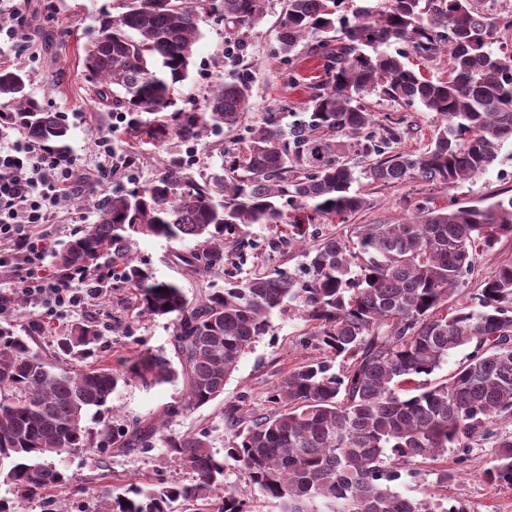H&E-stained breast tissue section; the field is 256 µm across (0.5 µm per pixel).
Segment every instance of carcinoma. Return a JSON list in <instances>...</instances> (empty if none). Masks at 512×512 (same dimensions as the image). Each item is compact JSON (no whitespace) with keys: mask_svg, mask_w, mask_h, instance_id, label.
Listing matches in <instances>:
<instances>
[{"mask_svg":"<svg viewBox=\"0 0 512 512\" xmlns=\"http://www.w3.org/2000/svg\"><path fill=\"white\" fill-rule=\"evenodd\" d=\"M342 4L285 0L283 55L311 30L338 22L341 32L312 48L321 79L286 125L272 115L247 124L245 81L217 87L204 111L175 112L171 124L143 119L174 105L172 90L189 76L206 16L218 12L225 24L246 27L260 18L262 0H126L119 16L102 19L83 67L98 97L125 109L138 139L190 141L237 128L246 135L232 149L213 145L216 169L191 176L172 159L153 183L96 200V222L53 254L61 278L110 279L113 290H132L140 315L171 318L173 356L146 348L115 367L101 364L100 325L80 320L58 340L57 355L93 362L57 372L31 346L39 327L25 336L0 328V476L16 495L66 491L69 476L48 459L89 448L87 413L120 387L180 382L181 397L159 415L114 425L109 446L145 453L160 442L192 474L190 483L160 479L119 493L104 486L97 493L105 512H250L251 492L280 512H467L432 489L405 497L394 483L404 466L451 448L465 454L494 436L491 423L512 421V263L461 297L477 250L512 236V195L484 207L417 198L409 220L362 224L353 240L321 225L367 205L353 189L351 156L384 186L446 189L493 166L512 142V15L485 16L473 0H389L382 12L360 9L338 20ZM441 53L450 59L447 81L406 63ZM374 93L432 114L424 151L401 149L411 132L405 116L362 105ZM0 122L40 145H58L69 132L60 113L30 96L25 75L8 67H0ZM255 224L269 226L260 241L250 232ZM138 237L192 243L176 258L189 273L224 278V287L203 283L190 299L178 283L157 280L150 261L133 254ZM290 245L305 258L297 268L255 270ZM287 311L313 324L327 357L299 365L270 390L279 410L243 419L228 406L221 456L204 428L172 435L175 418L224 396L241 357L272 335V316ZM460 349L468 353L454 371L435 377ZM496 444L483 477L512 488V432ZM231 461L246 475L242 491L224 485Z\"/></svg>","mask_w":512,"mask_h":512,"instance_id":"1","label":"carcinoma"}]
</instances>
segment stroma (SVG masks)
<instances>
[{
  "instance_id": "35a3bbf8",
  "label": "stroma",
  "mask_w": 512,
  "mask_h": 512,
  "mask_svg": "<svg viewBox=\"0 0 512 512\" xmlns=\"http://www.w3.org/2000/svg\"><path fill=\"white\" fill-rule=\"evenodd\" d=\"M16 7L0 13V26H23L29 34L26 43L0 42V66L23 69L29 80L31 96L51 111L61 113L69 126L65 149L76 158L73 172L74 190L70 200L53 211L45 230L52 250L37 260L38 266L53 271L52 253L63 248L82 224L96 220L93 203L97 198L116 189L144 186L158 177L170 159H182L187 147H194L200 164H218V157L209 152V139L186 144L171 138L160 145H138L126 124L117 122L114 105L99 100L94 85L85 76L84 47L99 32L103 15L118 16L119 0H15ZM284 0H264L263 13L256 23L246 28L225 27L219 16L208 18L200 26L194 63L187 80L176 85V110L198 112L216 83L234 77L244 78L250 86L249 110L255 116L266 112H294L306 103L309 90L306 78L320 75L321 69L311 47L320 40V33L309 34L297 47L292 58L278 52L277 30L283 16ZM235 45L237 55L228 58L227 45ZM300 75L302 82L290 85L289 73ZM112 139L113 170L109 177L99 178L100 155L95 145L97 137ZM367 200L366 207L350 217L348 222L330 224V232L350 235L359 224H394L410 217L408 199L426 192L435 205L445 206L449 199L480 206L487 198L512 190V143H505L498 163L486 173L479 174L448 189L426 187L419 182L390 187L359 179L356 184ZM172 243L154 239H138L134 254L147 258L155 276L160 280H178L187 296H195L200 277L185 274L171 260ZM8 296L6 311L0 312V327L15 331L41 324L43 330L35 336V348L46 358H53L58 336L72 321L105 320L106 316L123 314L132 323V333L120 338L106 336L102 356L110 364H118L134 351L151 348L170 350L173 327L169 318H139L135 310H118L109 284H102L99 298L72 308L60 316L48 315L44 305L34 303L20 291L13 269L0 268V295ZM274 339H261L245 354L224 387V396L170 425L172 434L183 435L207 429L214 451L224 449L229 430L224 418L228 404L239 407L238 414L249 418L259 413H275L277 407L268 401L270 388L286 373L308 359L324 357V350L311 336V326L303 318L276 315L272 318ZM177 384L143 388L133 384L114 394L112 412L91 415L87 425L92 437L91 448L76 450L52 457L54 466L64 470L71 487L64 494L63 505H55L41 497L18 498L0 481V498L11 499L14 512H103L101 499L94 489L111 486L122 488L132 484L144 485L159 479L181 483L192 479L170 458L164 448L147 453L108 451L105 445L112 433V424L127 418L155 414L179 396ZM497 450L493 440L475 442L467 455L449 450L436 461L421 464L419 479L403 477L396 489L406 497H418L434 487L440 473H447L448 496L465 503L468 512H512V489L489 484L484 471L494 463Z\"/></svg>"
}]
</instances>
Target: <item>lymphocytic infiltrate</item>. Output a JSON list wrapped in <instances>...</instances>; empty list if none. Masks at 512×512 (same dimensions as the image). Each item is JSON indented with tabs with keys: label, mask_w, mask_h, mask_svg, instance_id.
Instances as JSON below:
<instances>
[{
	"label": "lymphocytic infiltrate",
	"mask_w": 512,
	"mask_h": 512,
	"mask_svg": "<svg viewBox=\"0 0 512 512\" xmlns=\"http://www.w3.org/2000/svg\"><path fill=\"white\" fill-rule=\"evenodd\" d=\"M75 164L69 152L27 141L0 146V267L13 264L16 254L30 258L46 251L43 226L57 202L70 193ZM19 282L30 300L57 312L77 307L98 293L92 282L78 290L35 266L22 268Z\"/></svg>",
	"instance_id": "f902f5d3"
}]
</instances>
